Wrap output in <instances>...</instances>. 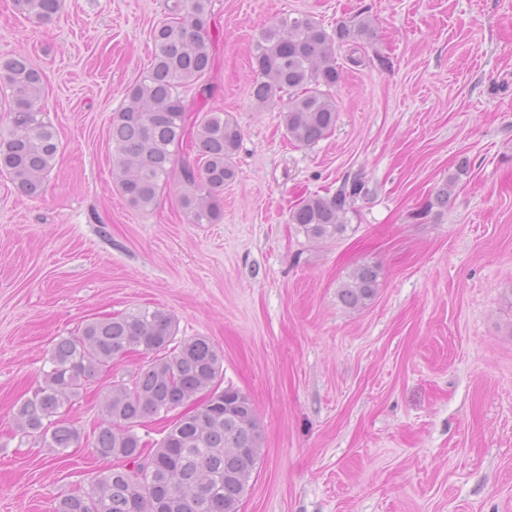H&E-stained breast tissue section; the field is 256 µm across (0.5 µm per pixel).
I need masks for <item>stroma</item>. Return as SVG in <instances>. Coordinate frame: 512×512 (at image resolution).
<instances>
[{"instance_id": "stroma-1", "label": "stroma", "mask_w": 512, "mask_h": 512, "mask_svg": "<svg viewBox=\"0 0 512 512\" xmlns=\"http://www.w3.org/2000/svg\"><path fill=\"white\" fill-rule=\"evenodd\" d=\"M207 106L242 138L224 219L193 224L175 191L140 212L112 174V115L151 60L166 0H63L38 23L0 0V57L45 78L61 158L36 197L0 175V512H53L102 463L90 448L115 362L67 409L68 458L23 436L19 399L57 337L137 307L176 337H208L224 383L261 426L241 512H512V0H212ZM306 15L327 32L370 18L336 51V124L289 142L283 101L257 107L252 45ZM447 207L412 212L456 173ZM356 174L369 194L346 231L312 240L288 222L309 194ZM380 268L366 307L338 298ZM380 269L377 265L364 263L357 266L338 290L344 306L356 309L371 301L379 287Z\"/></svg>"}]
</instances>
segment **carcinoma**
Here are the masks:
<instances>
[{
	"label": "carcinoma",
	"instance_id": "obj_1",
	"mask_svg": "<svg viewBox=\"0 0 512 512\" xmlns=\"http://www.w3.org/2000/svg\"><path fill=\"white\" fill-rule=\"evenodd\" d=\"M61 2L13 0L20 15L39 22L56 16ZM168 10L170 18L153 29L150 65L112 116V171L130 207L150 211L166 188H175L191 223L218 224L224 218V185L236 176L241 130L232 117L199 107L209 96L206 76L214 64L211 0H173ZM373 36L365 18L332 35L307 16L285 17L255 40L258 78L250 95L263 106L288 94L282 111L288 140L314 144L336 124V44ZM192 89L194 95L187 96ZM43 94V74L25 55L0 59V105L8 112V124L0 129V173L30 197L42 191L60 159ZM457 181L448 178L428 196L415 219L448 205ZM366 193L361 178L347 176L330 195L301 198L289 210L288 223L309 239L340 236L346 214ZM379 277L377 265L357 266L338 290L340 301L351 309L367 305ZM175 336L171 314L145 307L92 319L52 347L50 368L18 402L14 420L25 435L63 458L82 432L62 418V409L113 361L134 352L149 358L130 383L105 396L92 453L107 466L59 500L55 512H158L160 494L166 512H239L262 448L255 409L240 390L221 387L223 356L209 338L177 343ZM187 406L194 410L177 415ZM150 419L165 423L163 437L153 444L137 432Z\"/></svg>",
	"mask_w": 512,
	"mask_h": 512
}]
</instances>
